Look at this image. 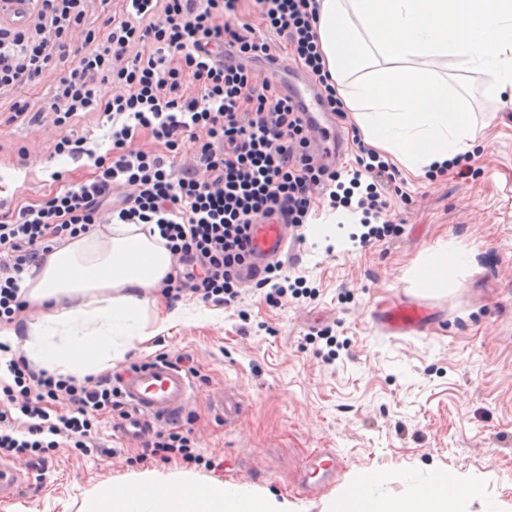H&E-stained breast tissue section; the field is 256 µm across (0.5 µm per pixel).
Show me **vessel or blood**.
<instances>
[{"mask_svg": "<svg viewBox=\"0 0 512 512\" xmlns=\"http://www.w3.org/2000/svg\"><path fill=\"white\" fill-rule=\"evenodd\" d=\"M288 245V227L276 221L255 225L251 239L253 262L264 266L280 258ZM377 324L388 334L407 336L426 332L429 315L425 307L412 301H401L375 310ZM121 393L128 414L121 432L130 440L144 438L155 426L178 420L193 393L194 385L187 373L169 362L150 360L127 371ZM341 460L335 451L326 449L305 457L303 477L323 482L335 474ZM24 484L21 473L13 466L0 463V500L16 498Z\"/></svg>", "mask_w": 512, "mask_h": 512, "instance_id": "obj_1", "label": "vessel or blood"}]
</instances>
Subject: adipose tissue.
<instances>
[{
  "label": "adipose tissue",
  "instance_id": "1",
  "mask_svg": "<svg viewBox=\"0 0 512 512\" xmlns=\"http://www.w3.org/2000/svg\"><path fill=\"white\" fill-rule=\"evenodd\" d=\"M318 44L326 70L348 82L346 106L365 142L416 175L469 153L476 138L470 113L448 91L436 65L449 58L476 64L485 92L512 105V0H319ZM467 253L427 248L413 269L416 284L439 291L469 267ZM174 259L159 233L137 224L103 225L26 270L20 283L40 306L24 330L0 324V341L21 344L35 365L82 377L122 358L133 322L164 331L181 307L155 290ZM475 489L438 474L401 498L371 496L369 512H465ZM75 512H284L274 499L222 482L147 473L86 493Z\"/></svg>",
  "mask_w": 512,
  "mask_h": 512
}]
</instances>
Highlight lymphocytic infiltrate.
Segmentation results:
<instances>
[{
	"label": "lymphocytic infiltrate",
	"instance_id": "f902f5d3",
	"mask_svg": "<svg viewBox=\"0 0 512 512\" xmlns=\"http://www.w3.org/2000/svg\"><path fill=\"white\" fill-rule=\"evenodd\" d=\"M237 0H122L96 34L85 25L87 0H28L25 21L0 22V91L32 86L53 59L81 36L75 64L53 90L54 152L93 162L91 178L71 182L41 203L0 207V321L27 308L22 273L53 245L88 234L98 224H155L181 264L162 292L232 304L250 257L254 224L277 217L304 226L315 191L355 204L364 221L380 219L388 201L380 190L390 175L380 158L361 151L350 186L332 188L336 171L315 164L305 135L311 121L275 82H256L249 61L270 57L271 45L236 23ZM267 29L285 39L324 91L331 111L340 101L318 46V0H256ZM112 84L121 91L105 96ZM197 94H189V86ZM82 112L111 122L112 147L99 155L71 131ZM150 134L154 151L134 148ZM195 145L192 163L175 168L183 139ZM127 190L120 200L112 191ZM12 383L0 386V457L47 453L65 436L88 454L100 447L102 416L124 411L120 373L77 379L10 359ZM69 410L53 415L61 404ZM26 425H19V417ZM142 460L199 462L190 432L156 431Z\"/></svg>",
	"mask_w": 512,
	"mask_h": 512
}]
</instances>
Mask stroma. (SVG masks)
<instances>
[{"mask_svg":"<svg viewBox=\"0 0 512 512\" xmlns=\"http://www.w3.org/2000/svg\"><path fill=\"white\" fill-rule=\"evenodd\" d=\"M67 61L45 71L20 94L0 95V203L42 202L65 181L93 172L88 158L53 153L59 130L50 110L53 89ZM463 74L449 83L482 129L462 170L411 176L396 170L388 191L390 235L360 246L367 233L359 214L331 209L315 196L304 243L294 246L284 273L301 279L308 296L267 301L266 291L244 283L230 306L183 294L185 320L152 339L133 341L114 369L152 359L189 355L196 393L178 424L193 431L202 464L139 462L141 445L104 423L101 443L111 453L87 455L62 446L51 453L40 483L0 512H64L92 488L145 471H189L287 505L288 512H329L356 474L380 471L381 497H401L435 474L472 484L469 512H512V482L500 470L512 462V108L484 92L479 68L451 58L439 66ZM41 113L40 124L11 121L16 99ZM352 112L334 116L312 140H326L321 162L341 169L354 161ZM340 234L318 246L316 234ZM431 246L471 253L473 267L458 288L424 292L411 269ZM407 299L428 302V334L385 335L371 313ZM233 396L241 416L225 424L214 397ZM331 448L342 460L336 477L317 493L302 492V460ZM221 461L219 470L204 461Z\"/></svg>","mask_w":512,"mask_h":512,"instance_id":"35a3bbf8","label":"stroma"}]
</instances>
